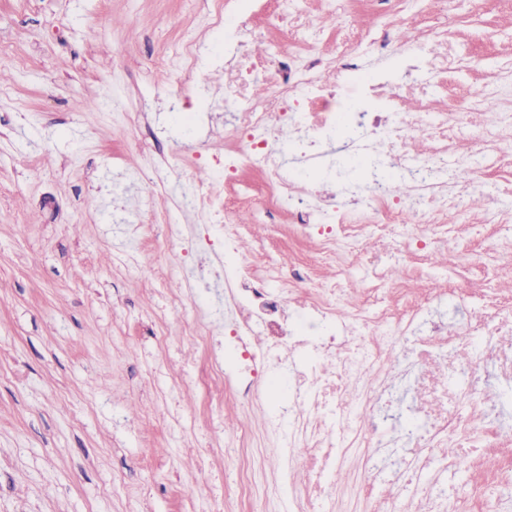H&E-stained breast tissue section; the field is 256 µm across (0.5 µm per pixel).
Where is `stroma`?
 <instances>
[{
    "label": "stroma",
    "instance_id": "1",
    "mask_svg": "<svg viewBox=\"0 0 512 512\" xmlns=\"http://www.w3.org/2000/svg\"><path fill=\"white\" fill-rule=\"evenodd\" d=\"M205 8V0H0V512L208 508L209 490L195 481L205 431L156 423L172 401L184 420L198 417L201 395L170 382L192 375L201 353L179 332L162 347L153 334L158 320L177 324L191 300L211 299L210 281L185 288L181 252L137 247L129 225L150 195L181 239L205 233L175 207L198 171L173 162L224 152L231 116L221 112L203 135L183 132L174 90L153 68L182 36L222 50L217 34L192 22ZM278 10L314 26L313 50L328 63L350 54L401 72L406 57L452 49L460 68L448 91L425 71L409 79L426 86L431 111L465 113L461 145L470 152L490 115L470 106L469 90L512 100V0H456L447 17L433 0H355L354 23L342 30L336 0H281ZM400 12L431 33L396 40L380 57L376 41ZM80 96L101 108L76 111ZM140 110L150 129L124 122ZM290 222L247 223L241 240L287 266L293 250L319 246L314 237L290 244ZM509 236L512 224H468L431 239L433 258L414 288L425 296L479 276L495 240ZM267 454L256 481L272 497L270 512H297L305 469L280 449Z\"/></svg>",
    "mask_w": 512,
    "mask_h": 512
}]
</instances>
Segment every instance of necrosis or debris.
<instances>
[{"label":"necrosis or debris","mask_w":512,"mask_h":512,"mask_svg":"<svg viewBox=\"0 0 512 512\" xmlns=\"http://www.w3.org/2000/svg\"><path fill=\"white\" fill-rule=\"evenodd\" d=\"M207 30L224 33V62L233 79L223 93L212 95L211 109L231 108L238 142L223 156L213 157L214 175L182 196V208L210 225L223 243L209 278L224 283V332L216 334L210 315L192 305L183 309L182 335L201 352L197 376L187 387L204 390V421L220 433L225 396L246 410L260 395L278 406L262 428L240 420V432L225 441L224 456L234 467L232 483L219 485L216 506L236 503L239 512H266L254 472L272 437H279L290 455L308 473L300 496V512H339L342 495L336 478L343 467L369 472V479L351 491V500L368 512H503L499 488L512 486V431L496 419L497 405L482 387L486 375L470 367L469 384L418 371L407 415L399 417L398 434L387 435L385 413L389 388L382 375L384 360L401 363L405 336L417 339L416 357L441 368L450 354L471 347V335L489 320L512 322V298H492L489 309H473L465 322H449L428 302L412 296L410 283L428 261L424 239L447 226L462 210L480 177L471 155L458 148L465 124L458 113L436 112L412 118L400 110L402 95L387 92L382 70L347 60L341 67L316 71L308 44L281 53L269 71L270 93L263 99L247 95L248 75L266 69L265 56L252 52L255 31L245 14L225 12L224 0H212L204 12ZM200 49L191 39L178 43L161 61L178 97L191 99L201 84ZM267 70V69H266ZM279 125L281 135L268 130ZM423 137L432 144L428 156L409 145ZM343 139L352 157L365 164V191L337 177L336 192L316 191L299 200L297 181H313L322 169L319 147ZM258 167L257 182L228 189L227 177ZM409 179L415 192L393 198V177ZM261 224L291 214L292 236L321 230L315 257L295 255L287 269L269 260L266 249L241 256L237 250L241 213ZM376 237L402 246L403 275L391 279L384 269H367V297L343 311L346 285L355 264L357 243ZM335 264L334 280L321 279L318 268ZM399 298L392 307L373 303L380 291ZM480 413V429H472L471 413ZM471 445L476 457L499 458L490 482L474 483L461 498L449 499L433 478L436 462L448 445ZM421 480L419 500L403 495L404 485Z\"/></svg>","instance_id":"1"}]
</instances>
